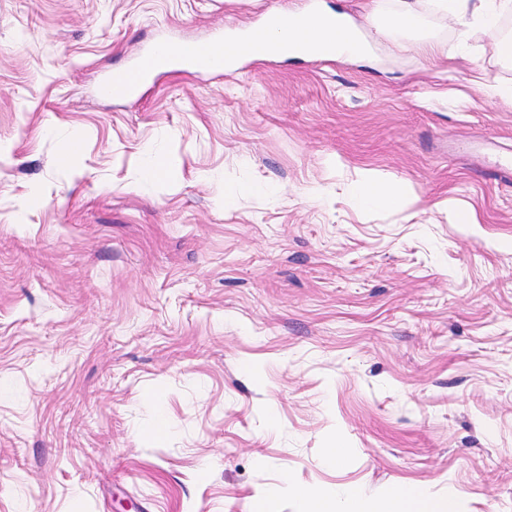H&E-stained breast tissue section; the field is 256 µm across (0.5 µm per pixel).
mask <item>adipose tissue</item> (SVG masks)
<instances>
[{
	"label": "adipose tissue",
	"instance_id": "adipose-tissue-1",
	"mask_svg": "<svg viewBox=\"0 0 512 512\" xmlns=\"http://www.w3.org/2000/svg\"><path fill=\"white\" fill-rule=\"evenodd\" d=\"M449 23L457 25L461 33H468L472 25H497L500 18L512 14V0H438ZM371 22L383 37L400 41L418 38L422 45L432 43L429 34L422 31L420 0H402L400 10L390 17H383L381 9H374ZM326 26L306 21L303 15H280L275 25L259 31H246L236 38L209 46L210 54L226 59L236 56L246 43L259 40L271 46L275 53H288L291 44L298 41L325 39ZM295 496L300 512H459L454 498L431 500L417 488L394 486L380 493L375 499H367L362 488H344L340 496L344 507L335 510L331 498L319 491L299 489Z\"/></svg>",
	"mask_w": 512,
	"mask_h": 512
}]
</instances>
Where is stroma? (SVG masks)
Instances as JSON below:
<instances>
[{
    "mask_svg": "<svg viewBox=\"0 0 512 512\" xmlns=\"http://www.w3.org/2000/svg\"><path fill=\"white\" fill-rule=\"evenodd\" d=\"M314 1L378 65L95 92L155 41ZM432 2L433 56L371 0H0V512L394 484L512 512V16L463 40Z\"/></svg>",
    "mask_w": 512,
    "mask_h": 512,
    "instance_id": "35a3bbf8",
    "label": "stroma"
}]
</instances>
